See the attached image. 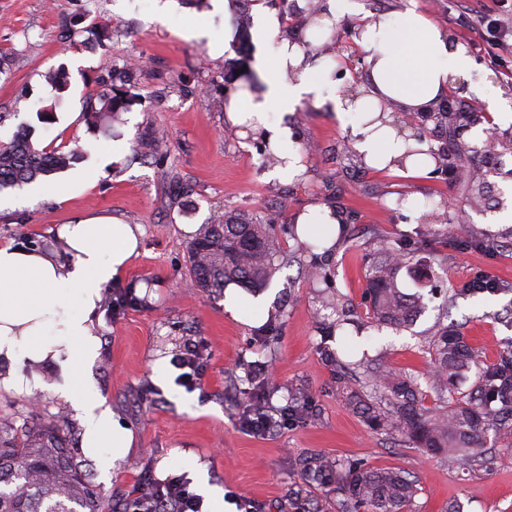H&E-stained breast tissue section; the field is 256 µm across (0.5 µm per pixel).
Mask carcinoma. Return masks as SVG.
<instances>
[{
  "label": "carcinoma",
  "mask_w": 512,
  "mask_h": 512,
  "mask_svg": "<svg viewBox=\"0 0 512 512\" xmlns=\"http://www.w3.org/2000/svg\"><path fill=\"white\" fill-rule=\"evenodd\" d=\"M140 70L128 62L114 75L93 80L85 112L95 125L127 112L134 103V78ZM81 151L38 148L24 127L8 141H0V191L69 169ZM407 247L387 242L383 257L372 263L366 275V292L373 322L397 331L410 329L428 304L421 293L401 290L398 276L404 267ZM189 270L198 286L213 297L235 281L256 291L268 286L276 264H285L275 229L271 224H252L215 214L187 246ZM432 361L425 376L434 404L427 407L420 377L379 368L365 381L352 386L346 381L350 364L334 351H326L336 366V384L346 404L372 429L399 438L424 453H439L450 460H463L488 468L486 436L512 437V353L498 360H482L459 328H441L428 344ZM475 383L464 395L450 402L448 388L468 371ZM252 408L270 400L265 380L251 382ZM288 412L297 421L312 415L309 397L288 402ZM307 470L324 482H336L343 497V512H411L417 492L414 476L395 469L372 471L354 463L320 457L306 463ZM0 512H112L108 500L85 483L73 466L71 448L60 426L23 424L9 437L0 435Z\"/></svg>",
  "instance_id": "carcinoma-1"
}]
</instances>
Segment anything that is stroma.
<instances>
[{
  "label": "stroma",
  "instance_id": "obj_1",
  "mask_svg": "<svg viewBox=\"0 0 512 512\" xmlns=\"http://www.w3.org/2000/svg\"><path fill=\"white\" fill-rule=\"evenodd\" d=\"M355 2V13L342 17L330 36L337 44L332 55L345 64L346 76L343 83L326 85L324 96L361 80V52L352 28L380 16L398 26L413 4L452 33L472 59L468 77L453 84L451 94L484 112L488 103L482 91L491 86L499 110H512V73L491 61L487 37L474 24L475 15L496 11L512 28V11L500 10L499 0H465L463 11L449 9L448 0ZM95 19L109 32L100 46L86 42L85 30ZM201 20L214 35L231 31L224 55L213 56L205 42L184 38V30ZM64 27L74 30L73 44L60 40ZM1 49L13 57L0 70V137L10 138L28 125L38 147L77 143L84 157L54 177L67 186V194L20 206L19 190L0 193V245L59 252L63 246L53 234L58 225L115 216L143 231L139 253L118 285L147 294L120 320L100 316L102 349L93 375L116 418L134 435L131 451L110 478H103L96 462L84 455L72 410L46 390L32 396L0 390V433L10 434L28 420H62L74 464L113 500L128 494L140 475L159 474L162 465L190 449L206 464L212 484L253 501L258 512H293L298 502L312 512H342L335 484L308 478L299 464L323 455L416 476L413 512H446L451 504L461 512H512V446L507 441L495 443L492 468L476 470L400 445L350 410L323 354L329 348L349 363L377 359L412 374L427 372L424 348L435 333L434 311L419 319L414 332L398 334L372 327L365 295V272L381 240L413 242L427 232L443 266L441 276L418 284L403 273L401 288L424 294L433 287L458 288L476 270L487 271L502 293L457 298L449 319L462 324L485 360L512 350V223H499L496 208L498 194L512 196V178L475 162L488 188L482 209L473 210L467 204L470 188L449 184L437 171L409 176L365 166L349 152L334 113L306 101L292 112L273 110L267 116L268 125L291 127L304 175L288 182L270 179L261 136H240L224 122V93L246 89L244 75L254 72L258 49L249 27L213 12L212 0H172L162 21L153 18L151 0H0ZM130 59L146 62L137 76L135 105L118 121L89 126L83 101L91 79L122 69ZM60 69L70 76L62 93L45 80L46 73ZM48 105L55 108V121L40 123L36 110ZM408 197L426 205L423 217L413 218L399 207V200ZM311 206L336 210L350 237L308 252L298 250L292 237H281L294 258L264 292L281 311V327L271 345H262L256 326L235 320L223 300L200 290L189 271L191 236L184 228L206 224L216 212L291 225ZM468 224L497 240V247H460L451 232ZM314 257L326 265L328 279H307L305 267ZM335 295L346 299L353 312L329 339L319 314ZM201 338L209 341L211 358L200 389L190 392L178 385L172 367L165 378L157 377L156 359H172ZM255 364L267 371L275 405L307 396L313 416L265 439L245 431L239 417Z\"/></svg>",
  "mask_w": 512,
  "mask_h": 512
}]
</instances>
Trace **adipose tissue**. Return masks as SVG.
Masks as SVG:
<instances>
[{
  "mask_svg": "<svg viewBox=\"0 0 512 512\" xmlns=\"http://www.w3.org/2000/svg\"><path fill=\"white\" fill-rule=\"evenodd\" d=\"M354 8V0H325L324 11L299 36L264 0H252L255 36L276 48L264 62L265 92L257 97L242 91L225 102L227 121L239 126L254 119V131L265 133L280 156L298 158L300 147L290 127L267 125L264 116L275 108L293 110L307 99L321 100L335 68L324 45L334 22ZM355 42L363 53V86L356 99L331 98V111L366 166L423 173L426 163L405 158L407 142L386 117L396 110L436 107L471 67L465 48L452 44L446 29L413 7L405 10L398 29L376 19L362 24ZM56 235L68 261L49 251L0 246V389L32 394L41 386L37 368H53L57 379L50 389L79 421L84 454L109 471L129 453L134 437L115 418L93 376L101 350L97 311L103 288L121 278L137 256L142 228L96 217L60 225ZM174 465L188 474L213 512H224V492L209 484L196 454L180 453Z\"/></svg>",
  "mask_w": 512,
  "mask_h": 512,
  "instance_id": "obj_1",
  "label": "adipose tissue"
}]
</instances>
